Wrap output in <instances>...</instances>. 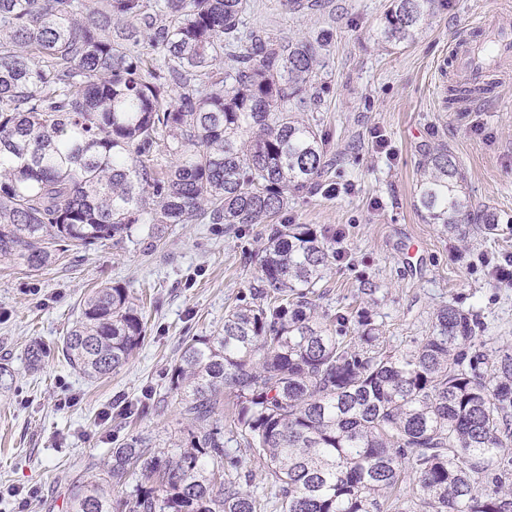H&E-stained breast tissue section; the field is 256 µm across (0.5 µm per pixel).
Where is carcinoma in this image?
<instances>
[{"instance_id": "1", "label": "carcinoma", "mask_w": 512, "mask_h": 512, "mask_svg": "<svg viewBox=\"0 0 512 512\" xmlns=\"http://www.w3.org/2000/svg\"><path fill=\"white\" fill-rule=\"evenodd\" d=\"M445 0H390L382 40L413 44ZM251 0H0V258L32 271L110 241L154 245L173 224H262L250 301L185 343L170 377L187 425L176 451L132 436L106 477L75 479L70 512H267L224 448L232 424L281 512H512V349L448 304L429 334L387 345L366 311H315L336 260L311 224H278L288 193L325 171V140L298 116L321 103L326 40L244 29ZM417 207L451 236L462 168L427 152ZM147 321L128 289L96 288L61 343L100 380ZM51 352L26 349L36 366ZM128 497L112 486L135 476Z\"/></svg>"}]
</instances>
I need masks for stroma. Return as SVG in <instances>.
<instances>
[{"mask_svg":"<svg viewBox=\"0 0 512 512\" xmlns=\"http://www.w3.org/2000/svg\"><path fill=\"white\" fill-rule=\"evenodd\" d=\"M252 3L247 27L285 41L332 35L326 89L308 115L327 137V167L279 217L336 236L317 312L368 310L386 342L403 347L427 336L434 311L449 303L477 314L489 347H512V283H493L485 264L512 255V82L465 112L446 100L456 82L448 39L495 0H448L410 45L380 38L389 0H315L302 13L283 0ZM443 143L465 172L470 210L490 215V234L449 236L417 211L418 163ZM261 237L258 224H175L154 247L104 242L39 271L0 261V363L14 374L0 394V512H69L70 479L102 476L123 440L148 436L164 451L181 439L171 368L186 341L222 329L249 287ZM105 284L148 293L153 304L129 362L92 382L55 348L84 297ZM35 341L52 354L33 370L25 351ZM147 394L157 412L117 417Z\"/></svg>","mask_w":512,"mask_h":512,"instance_id":"1","label":"stroma"}]
</instances>
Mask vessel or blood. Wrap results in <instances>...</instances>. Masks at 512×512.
Here are the masks:
<instances>
[{
	"label": "vessel or blood",
	"instance_id": "vessel-or-blood-1",
	"mask_svg": "<svg viewBox=\"0 0 512 512\" xmlns=\"http://www.w3.org/2000/svg\"><path fill=\"white\" fill-rule=\"evenodd\" d=\"M449 47L457 77L473 86L483 85L512 62V10L496 8L478 23L476 36H454Z\"/></svg>",
	"mask_w": 512,
	"mask_h": 512
}]
</instances>
